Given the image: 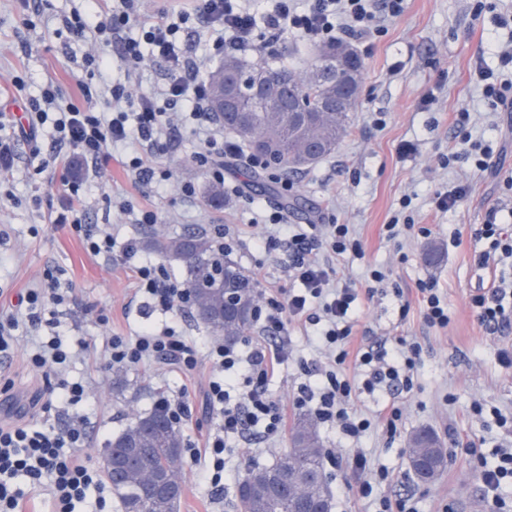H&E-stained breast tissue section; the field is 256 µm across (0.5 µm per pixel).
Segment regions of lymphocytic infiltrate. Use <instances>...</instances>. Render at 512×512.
I'll return each mask as SVG.
<instances>
[{
	"label": "lymphocytic infiltrate",
	"instance_id": "lymphocytic-infiltrate-1",
	"mask_svg": "<svg viewBox=\"0 0 512 512\" xmlns=\"http://www.w3.org/2000/svg\"><path fill=\"white\" fill-rule=\"evenodd\" d=\"M405 0H309L298 9L295 0H266L256 10L253 0H193L188 9H164L157 18L142 11V0H112L108 12L96 21L81 16L64 19V26L88 48L77 64L76 78L82 81L85 105L61 103V90L47 84L41 97L29 103V131L51 124L54 141L78 160L85 172H98L114 149L128 148L124 162L139 184L156 181L155 159L170 152L182 133H189L196 150L193 161L216 181L224 179L225 159L244 161L255 170L265 169L262 159L248 152L237 138L225 133L209 103V72L213 59L254 47L256 39L279 42L294 35L309 44L353 40L363 44L380 36L385 21L399 17ZM139 26L142 37L127 39L123 28ZM120 44V60L135 71L144 57L164 62L165 78L147 92L118 82L108 85L103 106L93 103L95 92L89 80L107 68V47ZM454 134L460 151L449 154V162L464 159L479 171L488 170L495 150L492 143L474 140L471 115L456 114ZM75 179L67 191V208L56 222L60 228L81 238L86 250L109 266L131 265L135 273L134 296L139 301L143 324L127 336H112L97 360L99 373L114 369L160 364L176 372L182 383L195 380L199 366L198 348L184 331L181 313L194 302L191 289L172 276L159 262H136L134 241L118 243L111 225H91ZM491 208L476 237L488 240L487 250L475 254L477 266L502 264L512 258V232L505 230ZM255 249L265 255L282 251L285 266L294 279L293 288L260 290L262 305L256 315L263 334L240 344L221 341L209 347L211 374L206 405L216 423L201 442L187 447L191 465L202 482L224 487V448L227 439L246 440L260 435L278 439L288 425L289 407L310 408L320 423L336 429L353 442L375 430L395 437L403 420L400 404L390 401L369 417L352 408L354 397L384 388L411 392L417 378L422 347L396 338L389 344L370 347L355 344L354 308L357 292L351 282L337 278L336 261L345 255H361L362 244L345 224H292L285 211L268 207L265 229L254 239ZM70 285L61 270H44L35 286L19 295L11 309H0V352L17 342L20 325L36 329L27 343V359L41 374L38 394L43 410L52 405H76L88 398V385L66 379L69 364L78 351L63 343L64 331L56 318L59 306L70 297ZM479 324L498 332L512 325V281L499 277L492 287L481 289L471 299ZM308 325L314 346L322 350L328 368L318 383L301 382L291 403L274 399L268 383L288 357L287 342L268 346L266 334L284 336L292 322ZM354 362L359 370L349 378L343 368ZM89 418L70 417L66 424L43 418L33 424L0 422V512H25L30 486H45L53 512H74L89 491L98 494L99 508H106L108 483L101 471L84 455ZM496 465L478 472L483 494L495 512H501L500 489L512 482V445L496 448ZM336 467L354 477L358 492L369 497L374 484L388 480L383 468L369 466L363 454L327 451Z\"/></svg>",
	"mask_w": 512,
	"mask_h": 512
}]
</instances>
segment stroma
Wrapping results in <instances>:
<instances>
[{"instance_id":"1","label":"stroma","mask_w":512,"mask_h":512,"mask_svg":"<svg viewBox=\"0 0 512 512\" xmlns=\"http://www.w3.org/2000/svg\"><path fill=\"white\" fill-rule=\"evenodd\" d=\"M477 0H406L403 14L386 23L384 33L363 52L364 63L359 107L348 132L335 151L312 168L293 176L287 193L288 221L311 224L333 221L347 224L360 239L364 256L338 260L342 278L355 282L357 299L354 334L356 343H371L403 337L419 342L422 358L414 390L400 395L404 418L395 440L378 430L358 444H351L336 430L318 426L323 447L356 450L371 466H386L388 482L375 486L372 497H360L341 471L325 468L333 498V512H376L378 497L413 496L419 512H491L482 495L468 449L492 453L499 442L493 423L494 410L512 413V368L504 367L498 351L512 347V328L488 334L477 322L470 298L488 287L491 271L479 269L475 251L482 244L474 237L490 207L512 208V192L504 179L512 175V112L493 111L483 95L475 73L478 59L496 66L488 51V39L496 31L495 13L512 14V0H495V12L474 18ZM87 0H48V23L24 27L22 0H0V113L22 116L32 97L47 80H54L66 97L84 104L81 87L72 76L75 58L85 50L63 28L62 17L87 13ZM22 77L24 89L12 79ZM434 102L422 106L421 98ZM472 116L473 134L497 143L500 151L493 170L480 172L459 160L453 168L442 158L456 151L453 122L457 112ZM385 115L384 127L372 124L371 115ZM413 143L407 153L403 144ZM18 168L14 178L0 180V195H13L15 204L0 211V306H9L17 294L32 287L44 269L59 267L72 284L69 302L59 307L57 318L69 341L90 344L101 351L107 337L133 332L141 324L130 267H109L92 256L82 241L57 225L51 216L62 212L67 200L63 162H50L53 151L50 130H42L36 142L16 145ZM193 145L182 140L162 161L170 172L161 189L135 185L121 156L102 163L87 199L89 220L112 225L119 241L136 240L140 258L152 259L145 245L146 232L137 218L144 209L158 211L161 221L154 230L179 235L194 230L198 215L214 224L237 225L247 236H257L259 209L271 204V196L246 183L247 168L231 161L224 166V180L236 184L237 195H228L223 205L208 201L213 181L192 161ZM192 183V196L181 193L182 183ZM453 182L468 185L465 200L452 210L435 208L432 197ZM410 206H403L404 198ZM428 228V235H413L390 241L382 227L392 220ZM435 259H428V252ZM245 270L259 271L270 288L293 287L294 282L277 257L260 258L251 246L232 256ZM386 270L404 291L410 304L407 317H400L392 295L366 297V265ZM436 281L448 304L452 321L448 328L426 326L420 317L416 287ZM287 361L272 378L269 389L281 401H290L305 372L324 368L326 359L310 345L308 330L295 324L289 329ZM73 378L91 384L87 413L90 432L85 453L93 464L113 436L131 418L150 412L158 398L174 396L180 380L161 365L130 368L99 377L93 356L77 360L69 369ZM0 376L11 388L0 393V417L22 415L29 398L42 385L39 374L26 364L22 349L0 354ZM482 403V415L471 407ZM433 430L448 450V467L433 483L423 485L413 477L408 463V441L416 430ZM287 438L268 444L228 443L224 454L226 472L239 476L250 467L272 465ZM181 512H236L234 481L215 493L202 483L191 465L182 470Z\"/></svg>"}]
</instances>
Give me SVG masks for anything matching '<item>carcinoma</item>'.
<instances>
[{"label":"carcinoma","mask_w":512,"mask_h":512,"mask_svg":"<svg viewBox=\"0 0 512 512\" xmlns=\"http://www.w3.org/2000/svg\"><path fill=\"white\" fill-rule=\"evenodd\" d=\"M341 50L346 56H358L343 43H329L313 51L311 67L326 65L330 56ZM254 77L272 86L267 107L254 111V105L242 91L241 111L224 113L221 100L229 86L240 76ZM211 111L222 114L224 130L234 134L252 153H261L286 173L308 168L335 149L347 133L352 112L359 104V94L352 92L334 112L323 111L328 89L316 83L297 80L294 68L278 61L248 62L237 55H226L222 64L209 76ZM153 253L183 263L186 282L194 295L198 320L214 333L229 340L243 336L253 325L252 311L257 294L254 281L240 265L219 254L212 238L204 232L171 236L153 233L145 240ZM167 418L164 406L156 405L144 415L136 416L108 443L112 456L129 459L125 442L137 437L153 445L151 453L132 465L108 476L112 491L118 496L123 512L137 509L154 512L153 504L137 497L147 472L170 471L182 465L167 445L154 446L155 431L150 422ZM441 459L438 471L447 466L448 452L439 439L426 429L416 431L409 441V463L420 458L430 461L432 452ZM307 486L326 484L323 446L315 420L309 415L298 417L289 429L288 448L268 467H249L238 481L249 494L237 500L240 512H290L291 494L283 485L279 497H269L273 483L283 476Z\"/></svg>","instance_id":"obj_1"}]
</instances>
